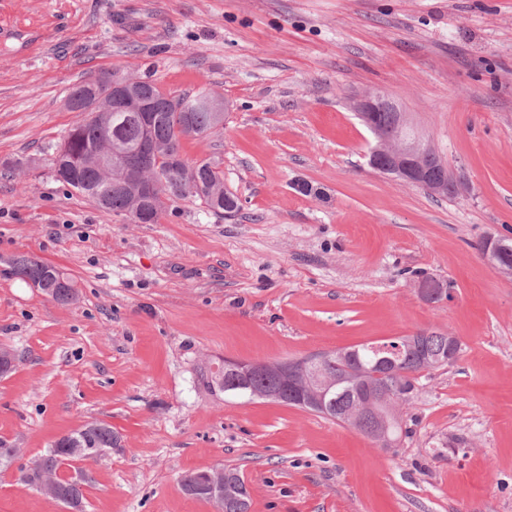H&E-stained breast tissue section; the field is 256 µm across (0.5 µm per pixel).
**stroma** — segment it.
<instances>
[{
	"mask_svg": "<svg viewBox=\"0 0 512 512\" xmlns=\"http://www.w3.org/2000/svg\"><path fill=\"white\" fill-rule=\"evenodd\" d=\"M228 107L181 142L216 159L232 216L189 197L135 224L58 182L107 72ZM384 91L464 187L432 195L374 171L351 109ZM23 171L12 172L15 161ZM512 240V0H0V438L29 464L91 421L119 438L83 463L84 512H216L197 470L238 468L252 512H512V276L477 245ZM28 255L73 280L61 304L9 274ZM452 282L431 302L422 278ZM422 330L457 337L422 371L383 448L262 399L225 401L224 359L283 361ZM0 471V512H64Z\"/></svg>",
	"mask_w": 512,
	"mask_h": 512,
	"instance_id": "35a3bbf8",
	"label": "stroma"
}]
</instances>
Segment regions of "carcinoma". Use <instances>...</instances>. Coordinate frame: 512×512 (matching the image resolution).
<instances>
[{
    "instance_id": "cac0c4a2",
    "label": "carcinoma",
    "mask_w": 512,
    "mask_h": 512,
    "mask_svg": "<svg viewBox=\"0 0 512 512\" xmlns=\"http://www.w3.org/2000/svg\"><path fill=\"white\" fill-rule=\"evenodd\" d=\"M114 77L116 74L113 73L84 82L70 92L72 96L82 94L95 101L98 112L71 129L60 145L61 153L53 160L56 178L100 208L128 216L136 222L144 206L116 188L112 174L95 162V157L105 150L134 147L142 161L141 170L162 183V192L167 194V200L192 196L216 213L237 211V197L224 188V170L217 161L210 158L195 162L185 160L175 176H169L170 157L180 154L182 139L209 135L218 128L216 113L198 104V99L209 95V92L203 90L193 95H179L176 97L179 108L168 109L163 104L168 94L152 81L139 79L143 92L157 99L158 117L147 128L137 113L123 112L112 103ZM7 266L11 275L42 285V292L57 302L67 304L76 299L73 282L48 262L22 255L9 259ZM414 339L434 359L433 363L424 365L416 352L396 349L395 338L356 345L350 358L336 355L327 368L328 377L335 381L331 395V419L342 421L360 398L375 389L389 390L398 403L409 402L416 375L441 367L440 360L448 355V335L444 333L426 330L415 334ZM211 377L206 385L214 392H222L228 386L271 390L283 387L281 378L260 373L253 374L244 383L235 375L226 373L222 385L214 381L216 373H211ZM116 444L117 435L112 426L104 422L88 423L61 436L31 466L19 469L18 480L35 486L41 475L47 473L63 492L59 502L73 512H83V484L74 483V478L64 477L59 471L65 465L93 460ZM210 474L209 470L185 474L181 479L182 490L189 496L204 498ZM246 501H251V496L229 489L224 493L223 510L243 512Z\"/></svg>"
}]
</instances>
